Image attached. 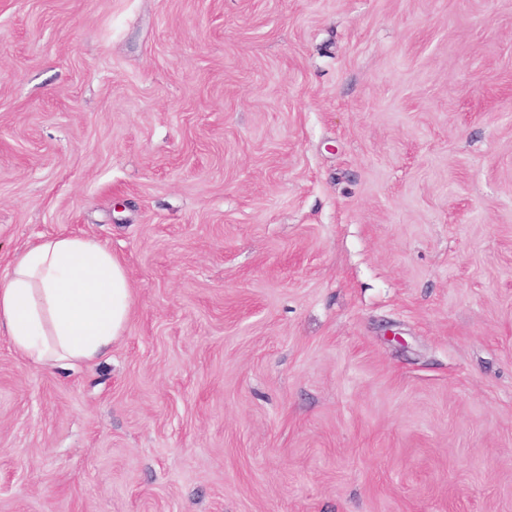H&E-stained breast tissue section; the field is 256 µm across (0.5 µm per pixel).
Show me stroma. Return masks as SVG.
<instances>
[{
	"label": "stroma",
	"instance_id": "stroma-1",
	"mask_svg": "<svg viewBox=\"0 0 512 512\" xmlns=\"http://www.w3.org/2000/svg\"><path fill=\"white\" fill-rule=\"evenodd\" d=\"M62 234L133 312L0 334V512H512V0H0V275Z\"/></svg>",
	"mask_w": 512,
	"mask_h": 512
}]
</instances>
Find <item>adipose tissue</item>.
<instances>
[{
	"mask_svg": "<svg viewBox=\"0 0 512 512\" xmlns=\"http://www.w3.org/2000/svg\"><path fill=\"white\" fill-rule=\"evenodd\" d=\"M131 309L124 266L88 237L54 236L23 248L0 278V333L39 366L95 361L123 335Z\"/></svg>",
	"mask_w": 512,
	"mask_h": 512,
	"instance_id": "ef3b65f1",
	"label": "adipose tissue"
}]
</instances>
